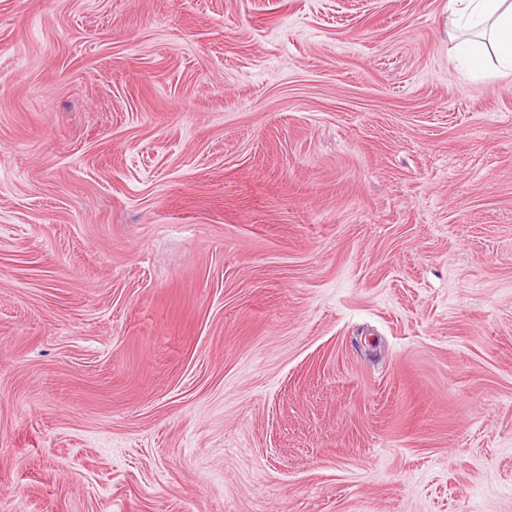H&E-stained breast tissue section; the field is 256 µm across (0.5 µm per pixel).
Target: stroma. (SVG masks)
<instances>
[{
    "mask_svg": "<svg viewBox=\"0 0 512 512\" xmlns=\"http://www.w3.org/2000/svg\"><path fill=\"white\" fill-rule=\"evenodd\" d=\"M448 0H0V512H512V75Z\"/></svg>",
    "mask_w": 512,
    "mask_h": 512,
    "instance_id": "35a3bbf8",
    "label": "stroma"
}]
</instances>
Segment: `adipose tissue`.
<instances>
[{"mask_svg": "<svg viewBox=\"0 0 512 512\" xmlns=\"http://www.w3.org/2000/svg\"><path fill=\"white\" fill-rule=\"evenodd\" d=\"M448 18L473 71L512 74V0H448Z\"/></svg>", "mask_w": 512, "mask_h": 512, "instance_id": "1", "label": "adipose tissue"}]
</instances>
